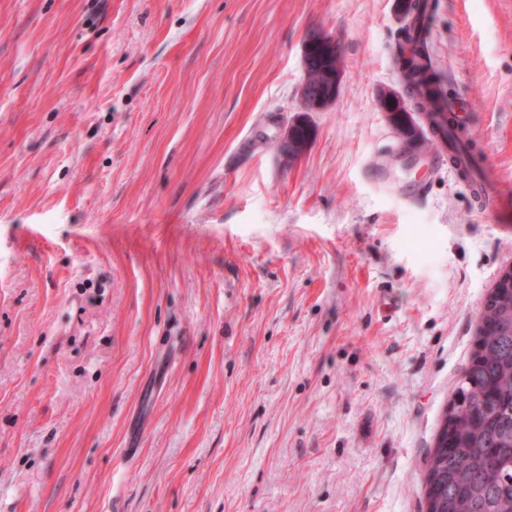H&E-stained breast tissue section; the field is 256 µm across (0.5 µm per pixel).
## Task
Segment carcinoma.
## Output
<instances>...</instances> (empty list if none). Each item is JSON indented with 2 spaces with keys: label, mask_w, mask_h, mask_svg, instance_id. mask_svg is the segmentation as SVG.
<instances>
[{
  "label": "carcinoma",
  "mask_w": 512,
  "mask_h": 512,
  "mask_svg": "<svg viewBox=\"0 0 512 512\" xmlns=\"http://www.w3.org/2000/svg\"><path fill=\"white\" fill-rule=\"evenodd\" d=\"M408 25L394 57L403 73L414 111L426 114L431 132L405 119L395 125L400 140L438 145L457 122L448 110L441 78L426 53L425 0L401 3ZM308 87L301 111L336 95L342 57L313 32L306 40ZM310 129L295 125L288 152L298 157ZM480 351L473 352L454 398L442 415L444 442H435L426 460V512H512V294L487 299L481 312Z\"/></svg>",
  "instance_id": "1"
}]
</instances>
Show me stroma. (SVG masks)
Here are the masks:
<instances>
[{"label": "stroma", "instance_id": "stroma-1", "mask_svg": "<svg viewBox=\"0 0 512 512\" xmlns=\"http://www.w3.org/2000/svg\"><path fill=\"white\" fill-rule=\"evenodd\" d=\"M429 2L483 211L378 107L395 0H0V512H421L512 265V0ZM319 32H312L308 36L306 43L307 52L305 56L308 60L307 79L308 87L305 94V100L301 111L315 112L313 105L316 100H321L330 96H336V86L342 80L341 74L336 75L338 67L342 66L341 52L336 56V42L327 34L321 36L326 42L321 40ZM337 97V96H336ZM334 102L333 98L325 99L318 107L323 110Z\"/></svg>", "mask_w": 512, "mask_h": 512}]
</instances>
